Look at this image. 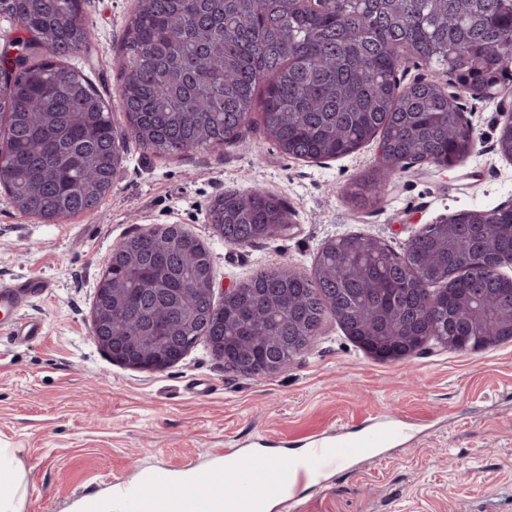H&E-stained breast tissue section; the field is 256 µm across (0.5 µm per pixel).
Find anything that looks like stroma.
<instances>
[{
  "instance_id": "35a3bbf8",
  "label": "stroma",
  "mask_w": 512,
  "mask_h": 512,
  "mask_svg": "<svg viewBox=\"0 0 512 512\" xmlns=\"http://www.w3.org/2000/svg\"><path fill=\"white\" fill-rule=\"evenodd\" d=\"M136 0H83L93 29L66 63L80 69L123 126L119 53ZM503 97L460 100L478 141L450 168L410 164L387 172L376 142L322 162L290 157L245 130L232 146L162 156L126 140L111 189L91 212L46 222L19 212L0 189V283L42 278L51 288L21 312L43 324L23 339L0 328V448L13 449L26 490L22 512H71L140 483L155 469L209 480L224 451L246 450L284 467L315 433L335 436L383 419L410 434L378 461L359 460L296 488L295 512H512V342L480 351H423L381 361L327 317L311 348L271 376L224 369L205 343L158 372L113 363L91 332L100 275L125 238L178 224L213 258L215 288L287 264L310 273L330 239L359 233L402 252L424 225L463 210L512 205V160L495 149ZM373 177L366 208L347 193ZM282 199L289 228L246 246L213 233L208 208L224 192ZM204 381L207 394L187 392Z\"/></svg>"
}]
</instances>
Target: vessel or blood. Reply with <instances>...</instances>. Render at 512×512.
<instances>
[{
  "instance_id": "obj_1",
  "label": "vessel or blood",
  "mask_w": 512,
  "mask_h": 512,
  "mask_svg": "<svg viewBox=\"0 0 512 512\" xmlns=\"http://www.w3.org/2000/svg\"><path fill=\"white\" fill-rule=\"evenodd\" d=\"M47 287V282L40 279H25L10 287L0 286V328L11 329L19 336L41 335L42 325L20 321L18 312ZM407 432L404 425L386 422L349 436L336 445L327 437H312L306 452L289 462L282 474L264 467L258 456L226 451L224 478L235 485L237 492L235 496L225 498L224 512H258L260 501L269 491L283 490L290 477L301 479L318 475L350 459L374 460L376 449L385 447ZM201 489L202 484L198 481L182 486L178 499L183 503L185 512H209V501L202 497ZM112 495L122 501L124 512H171L170 500L148 496L140 485H116Z\"/></svg>"
}]
</instances>
